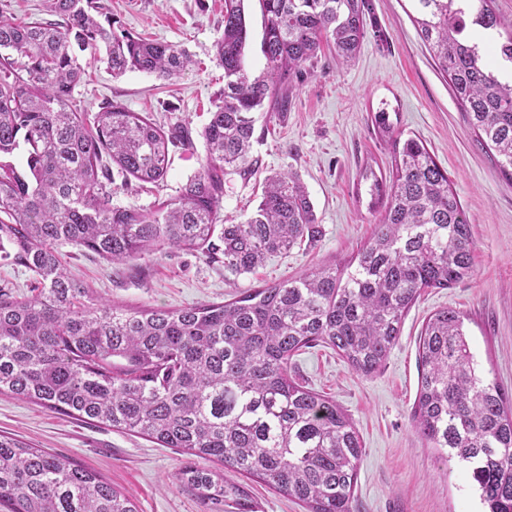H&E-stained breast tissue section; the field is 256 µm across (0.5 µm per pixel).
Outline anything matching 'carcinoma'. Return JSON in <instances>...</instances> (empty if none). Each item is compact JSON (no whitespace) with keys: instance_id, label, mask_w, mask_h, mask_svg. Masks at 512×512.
Returning a JSON list of instances; mask_svg holds the SVG:
<instances>
[{"instance_id":"cac0c4a2","label":"carcinoma","mask_w":512,"mask_h":512,"mask_svg":"<svg viewBox=\"0 0 512 512\" xmlns=\"http://www.w3.org/2000/svg\"><path fill=\"white\" fill-rule=\"evenodd\" d=\"M245 0H224L215 41L224 89L203 127L201 170L176 197L151 210L112 204L115 176L164 180L172 153L191 145L118 101L99 111L68 109L82 77L71 50L105 46L112 75L138 70L168 80L192 66L179 45L116 33L99 0H47L60 18L0 16V256L31 272L37 293L0 292V395L130 432L185 461L182 490L223 512H257L248 485L259 479L308 512H352L363 448L336 402L289 375L295 353L325 343L370 375L387 359L401 324L426 288H449L473 272L471 224L446 172L423 141L401 139L386 115L379 132L393 147L386 204L356 267L319 266L229 302L126 310L95 298L61 260L74 244L106 262L133 263L170 250L224 259L240 275L319 235L297 172L265 178L256 211L240 224L221 217L224 175L247 179L257 115L287 103L290 77L323 46L356 59L368 0H259L263 71L244 62ZM418 33L482 144L512 181V23L494 0H414ZM26 147L25 167L12 157ZM417 432L464 464L487 512H512V400L485 383L461 317L442 309L418 342ZM0 512H138L95 472L0 434Z\"/></svg>"}]
</instances>
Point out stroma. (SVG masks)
<instances>
[{"label":"stroma","instance_id":"1","mask_svg":"<svg viewBox=\"0 0 512 512\" xmlns=\"http://www.w3.org/2000/svg\"><path fill=\"white\" fill-rule=\"evenodd\" d=\"M119 31L185 46L194 66L164 81L133 70L112 75L105 51L77 52L84 71L69 101L95 112L117 100L162 128L189 129L192 148L177 151L159 184L115 182L117 206L153 208L175 197L205 161L200 133L224 87L213 44L224 30V0H102ZM370 25L361 51L347 65L322 51L291 77L288 105L253 142L260 169L250 178L224 177L226 223L256 209L266 176L296 171L313 203L321 235L254 271L230 275L223 263L173 251L138 267L111 266L79 247L61 245L62 260L94 295L134 309L228 302L240 291L299 277L323 265L343 266L370 238L383 212L372 203L365 170L385 175L393 150L378 134L384 111L403 135L423 140L444 168L468 216L475 241L472 277L421 292L407 313L387 360L373 374L356 372L335 349L319 344L291 360L297 382L336 402L363 445L354 512H481L466 469L448 460L415 430L411 411L420 382L418 341L426 320L448 307L459 312L487 382L512 394V182L481 144L438 70L413 21L411 0H368ZM0 433L65 456L112 483L139 512H208L170 484L183 457L142 436L51 412L40 404L0 396Z\"/></svg>","mask_w":512,"mask_h":512}]
</instances>
